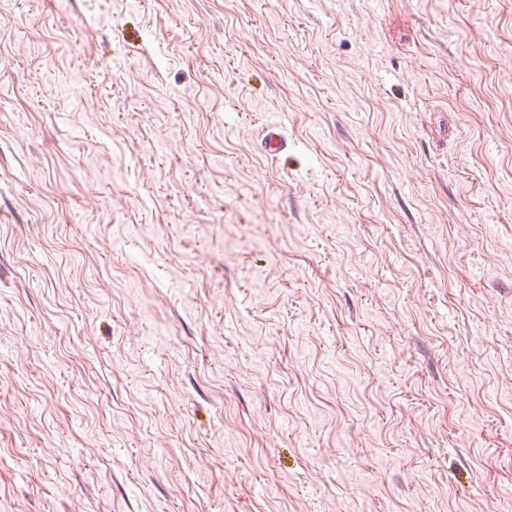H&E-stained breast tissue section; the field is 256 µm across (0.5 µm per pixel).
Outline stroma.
<instances>
[{
  "label": "stroma",
  "instance_id": "1",
  "mask_svg": "<svg viewBox=\"0 0 512 512\" xmlns=\"http://www.w3.org/2000/svg\"><path fill=\"white\" fill-rule=\"evenodd\" d=\"M0 512H512V0H0Z\"/></svg>",
  "mask_w": 512,
  "mask_h": 512
}]
</instances>
